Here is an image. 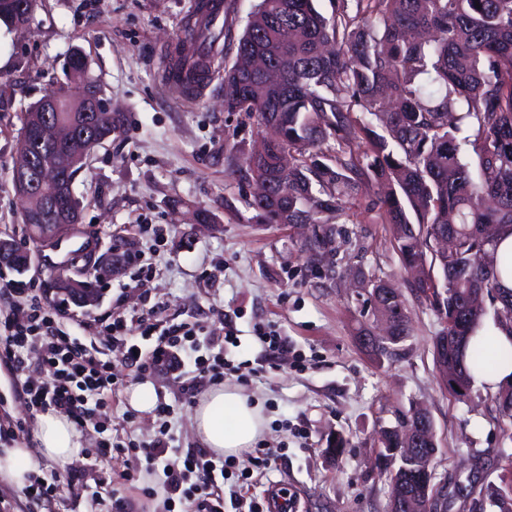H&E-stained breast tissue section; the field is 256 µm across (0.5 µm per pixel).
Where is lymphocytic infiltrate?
<instances>
[{"mask_svg":"<svg viewBox=\"0 0 512 512\" xmlns=\"http://www.w3.org/2000/svg\"><path fill=\"white\" fill-rule=\"evenodd\" d=\"M1 295L14 298L15 303L0 317V365L11 375L14 390L24 398L30 414L59 410L79 428L103 432L106 421L98 411L118 391L119 383L102 351L70 330L36 289L0 275ZM162 309L159 302L149 307L139 320L137 339L127 336L123 317L113 318L106 326L113 342L122 346L136 379L142 381L157 372L180 375L191 364L208 381H223L228 361L215 351L207 327L198 321L162 323ZM33 350L40 354L36 367L27 359ZM168 445L163 436L147 445L105 440L96 453L108 456L116 451L144 458V471L151 479L141 489L144 495H154L160 487L167 494H180L188 503L186 512H223L224 490L219 481L226 476V459L201 448L183 460H172L166 456Z\"/></svg>","mask_w":512,"mask_h":512,"instance_id":"lymphocytic-infiltrate-1","label":"lymphocytic infiltrate"}]
</instances>
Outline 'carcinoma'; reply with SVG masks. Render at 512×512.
Listing matches in <instances>:
<instances>
[{"instance_id":"obj_1","label":"carcinoma","mask_w":512,"mask_h":512,"mask_svg":"<svg viewBox=\"0 0 512 512\" xmlns=\"http://www.w3.org/2000/svg\"><path fill=\"white\" fill-rule=\"evenodd\" d=\"M315 2L258 0L224 66L227 111L248 113L271 135L267 123L286 125V139L260 159L269 195L250 205L274 224L281 202L288 223L324 224L339 196L373 194L370 206L392 225L402 267L439 269L441 300L433 308L448 325L436 341V362L458 366L469 390L471 367L486 370L512 357L490 356L485 343L468 349L486 311L466 304L482 289L495 321L512 324V292L499 287L496 265L484 262L501 231L512 229V0H330L328 17ZM32 17L28 0H0L8 25ZM257 56L273 62V75L253 71ZM51 95L60 120L78 115L65 94ZM324 145L326 163L316 154ZM284 153L286 179L277 168ZM339 234L325 249L315 231L302 248L321 262ZM442 235L456 247L434 264L429 256ZM364 302L389 311L392 333L362 328L361 345L379 360L396 358L410 336L405 301L379 278ZM384 438V457L396 463L389 512H402L406 494L421 485L395 453V433ZM485 499L512 512V486L489 483Z\"/></svg>"}]
</instances>
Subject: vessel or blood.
<instances>
[{
    "label": "vessel or blood",
    "instance_id": "1",
    "mask_svg": "<svg viewBox=\"0 0 512 512\" xmlns=\"http://www.w3.org/2000/svg\"><path fill=\"white\" fill-rule=\"evenodd\" d=\"M223 25V0H190L183 38L194 43L195 50L188 54L180 47L171 48L169 63L162 72L166 83L183 87L184 96L189 101L197 102L203 98L224 58L223 41L202 43L198 37Z\"/></svg>",
    "mask_w": 512,
    "mask_h": 512
}]
</instances>
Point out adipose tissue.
Instances as JSON below:
<instances>
[{
  "mask_svg": "<svg viewBox=\"0 0 512 512\" xmlns=\"http://www.w3.org/2000/svg\"><path fill=\"white\" fill-rule=\"evenodd\" d=\"M194 421L202 444L219 455L237 454L250 448L265 425L259 409L230 387L208 391L195 409ZM36 437L40 455L55 462L66 463L81 450L72 422L55 411L40 415Z\"/></svg>",
  "mask_w": 512,
  "mask_h": 512,
  "instance_id": "1",
  "label": "adipose tissue"
}]
</instances>
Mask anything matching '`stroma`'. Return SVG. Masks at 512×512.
Masks as SVG:
<instances>
[{
    "mask_svg": "<svg viewBox=\"0 0 512 512\" xmlns=\"http://www.w3.org/2000/svg\"><path fill=\"white\" fill-rule=\"evenodd\" d=\"M188 6L189 0H39L29 25L9 27L10 62L0 70V238L32 251L35 266L23 280L33 281L67 322L139 311L140 292L126 273L101 282L98 304L83 308L62 304L48 287L51 263L69 250L85 247L86 258L75 264L81 271L115 245L153 256L152 298L164 302L165 321H203L220 341L224 318L232 316L239 345L229 353L240 372L224 382L258 403L266 425L254 448L277 456L263 474L252 470L254 449L234 456V472L253 473L240 491L243 501L274 481L287 484L290 512H387L381 435L423 408L434 422L433 482L448 495L447 512H468L487 483L512 482V423L498 410L497 390L478 382L465 399L448 392L433 352L444 322L414 294L393 229L377 211L341 198L329 221L344 234L325 261L336 271L327 279L311 274L298 228L268 223L247 205L246 159L262 130L246 113L225 111L223 79L193 103L161 80ZM75 48L88 58L124 131L97 147L76 175L80 232L63 238L59 249L44 250L19 220L11 170L22 114L48 91L67 86L64 62ZM198 207L209 211V222L194 221ZM142 224L166 225V244L155 246L139 232ZM356 271L390 281L409 305L411 334L395 361L376 359L357 342L360 325L374 318L350 283ZM262 325L286 336L284 352L271 358L262 351L254 337ZM94 342L126 381L112 403V441L151 442L159 424L152 412L131 408L136 381L122 348L107 336ZM147 383L172 407V446L182 455L199 448L192 416L210 389L206 380L192 368L180 379L158 372ZM338 437L344 452L333 459L325 450ZM130 467L117 453L108 461L84 455L66 464L40 461L35 474L58 480L52 496L36 503L17 496L14 512H114L118 498L126 512H164V493L148 498L122 480ZM80 469L82 480L67 479Z\"/></svg>",
    "mask_w": 512,
    "mask_h": 512,
    "instance_id": "1",
    "label": "stroma"
}]
</instances>
